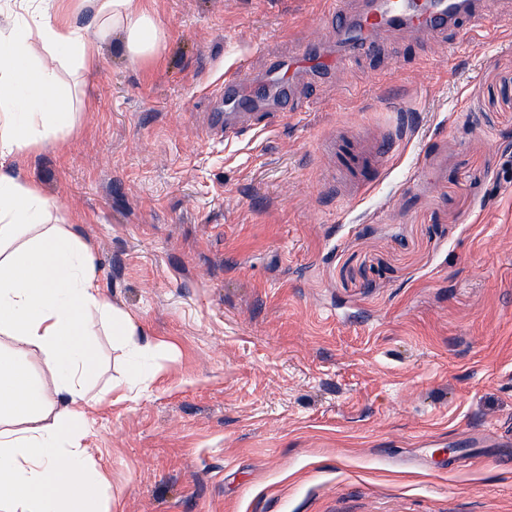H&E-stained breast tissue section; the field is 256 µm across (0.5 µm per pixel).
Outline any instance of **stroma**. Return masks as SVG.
Here are the masks:
<instances>
[{"label":"stroma","mask_w":512,"mask_h":512,"mask_svg":"<svg viewBox=\"0 0 512 512\" xmlns=\"http://www.w3.org/2000/svg\"><path fill=\"white\" fill-rule=\"evenodd\" d=\"M159 58L121 33L58 69L64 146L20 172L95 244L85 440L109 512H512V0L466 44L383 31L232 143L224 70L264 81L322 0H152ZM400 144L349 198L334 140ZM467 453L449 465L450 454Z\"/></svg>","instance_id":"1"}]
</instances>
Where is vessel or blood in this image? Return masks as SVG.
<instances>
[{"label":"vessel or blood","instance_id":"1","mask_svg":"<svg viewBox=\"0 0 512 512\" xmlns=\"http://www.w3.org/2000/svg\"><path fill=\"white\" fill-rule=\"evenodd\" d=\"M484 4L485 0H323L327 11L346 17L344 27L338 32L344 50L337 57H324L317 62L331 70L340 69L352 55L369 49L375 36L385 28L411 29L425 36L452 31L460 39H468ZM317 62L305 50L288 65L274 66L266 83V94L283 96L294 71L310 68ZM224 100L228 107L224 115V136L235 138L242 133L236 109L255 101V92L242 71L225 76ZM344 152L350 166L359 170L362 186H369L381 169L380 163L365 164L351 146L345 147Z\"/></svg>","mask_w":512,"mask_h":512}]
</instances>
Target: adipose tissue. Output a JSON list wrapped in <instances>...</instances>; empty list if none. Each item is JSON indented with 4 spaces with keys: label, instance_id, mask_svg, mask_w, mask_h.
<instances>
[{
    "label": "adipose tissue",
    "instance_id": "ef3b65f1",
    "mask_svg": "<svg viewBox=\"0 0 512 512\" xmlns=\"http://www.w3.org/2000/svg\"><path fill=\"white\" fill-rule=\"evenodd\" d=\"M103 27L123 34L129 58L154 60L167 32L150 0H86ZM32 26L0 27V512H100L102 473L86 463L83 440L93 402L97 323L140 353L137 327L116 311L95 274L92 242L52 224V203L16 169L62 136L66 102L59 63L87 71L99 44L70 21L71 0H29ZM53 389L32 381L28 357Z\"/></svg>",
    "mask_w": 512,
    "mask_h": 512
}]
</instances>
